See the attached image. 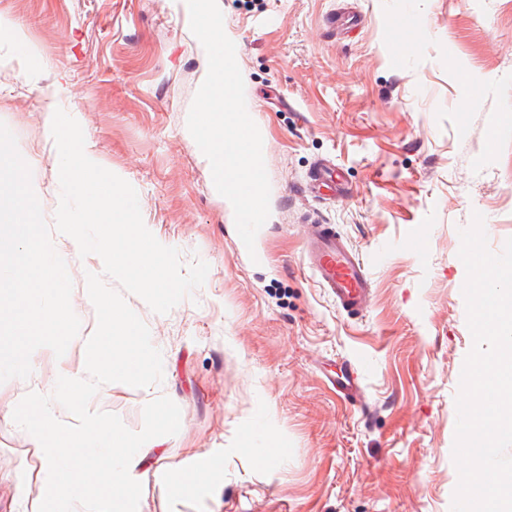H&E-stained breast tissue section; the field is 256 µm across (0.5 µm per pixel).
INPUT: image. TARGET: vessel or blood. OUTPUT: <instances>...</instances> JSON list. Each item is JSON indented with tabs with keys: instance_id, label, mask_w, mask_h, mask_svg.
Returning <instances> with one entry per match:
<instances>
[{
	"instance_id": "vessel-or-blood-1",
	"label": "vessel or blood",
	"mask_w": 512,
	"mask_h": 512,
	"mask_svg": "<svg viewBox=\"0 0 512 512\" xmlns=\"http://www.w3.org/2000/svg\"><path fill=\"white\" fill-rule=\"evenodd\" d=\"M305 189L315 196L326 189L337 198L347 194L336 177L334 166L329 163L318 164L310 171ZM304 263L337 308L350 316L361 315L366 310L371 294L366 262L332 225H311L304 242Z\"/></svg>"
}]
</instances>
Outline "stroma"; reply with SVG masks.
<instances>
[{"instance_id": "1", "label": "stroma", "mask_w": 512, "mask_h": 512, "mask_svg": "<svg viewBox=\"0 0 512 512\" xmlns=\"http://www.w3.org/2000/svg\"><path fill=\"white\" fill-rule=\"evenodd\" d=\"M245 100L266 135L270 215L239 250L186 121L207 56L174 0H0L81 125L100 166L136 190L145 226L182 267L209 266L171 311L127 304L163 357V380L100 386L92 411L133 431L161 396L181 428L140 449L138 512H450L455 397L473 338L460 231L484 218L491 250L512 238V0H219ZM410 10L421 26L388 42ZM48 114L31 84L0 69V122L32 170L45 210L58 171ZM322 161L346 200L303 192ZM334 225L367 261L373 297L349 318L303 263L310 223ZM425 243L406 246L414 234ZM363 394L338 396L346 363ZM28 379L0 383V512H25L42 482L32 435L13 420L62 369L39 349ZM224 460L221 481L179 495L170 471Z\"/></svg>"}]
</instances>
